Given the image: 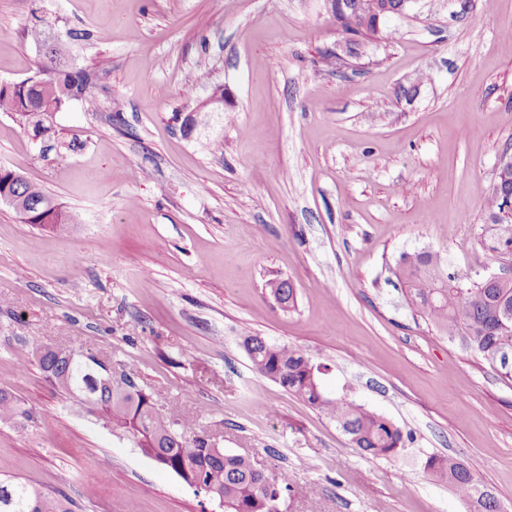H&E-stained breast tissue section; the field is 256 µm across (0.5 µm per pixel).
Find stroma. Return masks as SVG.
Masks as SVG:
<instances>
[{
	"mask_svg": "<svg viewBox=\"0 0 512 512\" xmlns=\"http://www.w3.org/2000/svg\"><path fill=\"white\" fill-rule=\"evenodd\" d=\"M326 0H0V83L46 58L34 16L81 33L72 63L96 109L53 114L58 143L0 112V166L79 221L23 223L0 202V478L73 512H224L79 411L19 346L134 363L157 410L291 478L288 512H474L421 466L474 468L512 512V380L411 305L404 255L465 279L484 259L483 199L512 154V0H418L348 47ZM224 88L219 111L204 100ZM192 126H184L186 117ZM290 281L278 307L268 281ZM329 364L326 388L391 419L403 455L366 457L257 373L246 334ZM102 479L86 491L82 474ZM29 419V413L21 407L11 393L0 388V422L13 423L18 429L24 430V423Z\"/></svg>",
	"mask_w": 512,
	"mask_h": 512,
	"instance_id": "stroma-1",
	"label": "stroma"
}]
</instances>
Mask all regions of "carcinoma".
Segmentation results:
<instances>
[{"label": "carcinoma", "mask_w": 512, "mask_h": 512, "mask_svg": "<svg viewBox=\"0 0 512 512\" xmlns=\"http://www.w3.org/2000/svg\"><path fill=\"white\" fill-rule=\"evenodd\" d=\"M362 13H335L344 34L373 36L389 19L385 12L398 0H361ZM28 36L45 50L48 64L34 76L0 85V112H10L32 125L33 133L47 139L56 137L51 125L40 123L39 116H49L68 107L73 100H83L96 109L88 94L89 75L71 63L69 43L52 34L42 17L27 29ZM0 182L10 183L13 195L22 199L18 210L27 224H74L76 216L63 209L40 186L25 177L12 178L3 170ZM512 194V168L498 172L492 191L484 197L492 217H501L500 229L490 239L486 250L493 254L503 247L512 248V216H502L503 196ZM400 277L410 300L424 317L449 338H461L490 365L512 353V322L502 321L512 314V277L495 284L484 281L464 283L444 269L438 256L420 252L403 258ZM274 301L284 310L295 307L293 288H269ZM243 340L253 343L247 351L253 368L335 422L362 453L374 458L397 456L405 450L403 430L387 417L372 412L345 395L326 392L324 376L330 367L315 363L300 350L278 345L259 335ZM19 353L28 362L34 358L50 382L67 394L86 413L112 431L127 437L145 457L176 474L196 493L224 501V512H287L288 476L275 466L257 469L245 456L216 445L198 424L179 412L160 414L152 398L129 377L136 368L124 365L121 376L102 383L91 364V357L73 351L45 350ZM29 413L5 389L0 388V422L25 429ZM424 470L435 480L448 484L458 495L476 503V512H494L495 501L479 494L473 471L444 456L430 454L423 461ZM0 512H72L68 499L45 492L28 483L0 481Z\"/></svg>", "instance_id": "cac0c4a2"}]
</instances>
